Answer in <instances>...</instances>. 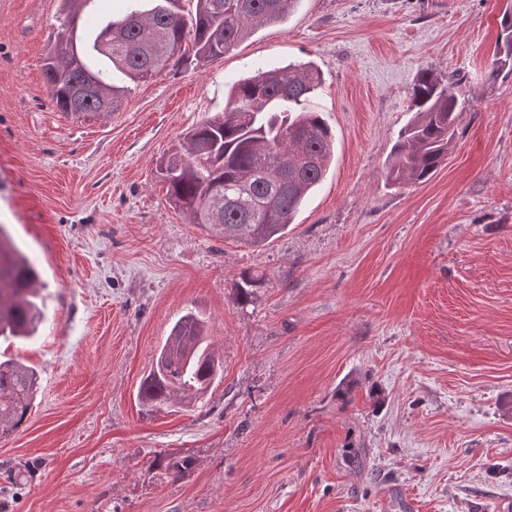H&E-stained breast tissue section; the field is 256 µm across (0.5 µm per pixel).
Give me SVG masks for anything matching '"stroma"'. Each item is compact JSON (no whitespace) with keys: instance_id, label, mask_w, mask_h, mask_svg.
I'll return each mask as SVG.
<instances>
[{"instance_id":"1","label":"stroma","mask_w":512,"mask_h":512,"mask_svg":"<svg viewBox=\"0 0 512 512\" xmlns=\"http://www.w3.org/2000/svg\"><path fill=\"white\" fill-rule=\"evenodd\" d=\"M512 0H299L224 56L186 53L116 112H59L42 61L60 0H0V224L40 270L36 370L0 439V512H500L512 504ZM311 61L334 161L284 234L190 223L157 173L260 66ZM430 70L466 100L445 161L386 160ZM259 279L237 303L243 276ZM194 311L224 366L205 404L138 398ZM189 458L174 470L169 461ZM26 480L13 484L19 467ZM501 25V41L499 40L495 50L493 61L494 72L500 69L509 68L512 72V9L503 12Z\"/></svg>"}]
</instances>
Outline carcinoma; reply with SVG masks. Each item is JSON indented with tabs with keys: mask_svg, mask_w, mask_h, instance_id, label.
Listing matches in <instances>:
<instances>
[{
	"mask_svg": "<svg viewBox=\"0 0 512 512\" xmlns=\"http://www.w3.org/2000/svg\"><path fill=\"white\" fill-rule=\"evenodd\" d=\"M55 48L44 77L59 111L77 119L108 116L118 108L116 68L132 82L161 75L187 47L195 57L224 54L256 29L285 19L299 0H195L190 19L169 8L177 0L142 10L129 0L126 14L103 18L77 34L88 0H61ZM494 70L512 72V9L503 12ZM94 91L83 92L86 83ZM323 77L314 63L259 69L228 91L224 114L189 129L180 147L162 157L158 172L167 197L192 223L249 247H261L288 229L295 214L329 171L336 136L307 102ZM465 100L455 82L430 70L411 92L414 116L398 135L388 160L393 186L423 183L437 171L457 136ZM36 266L0 224V337L28 338L44 320L35 288ZM205 321L188 311L174 323L155 365L138 390L146 406L199 402L222 375L208 343ZM36 372L0 360V438L24 422L36 391Z\"/></svg>",
	"mask_w": 512,
	"mask_h": 512,
	"instance_id": "obj_1",
	"label": "carcinoma"
}]
</instances>
